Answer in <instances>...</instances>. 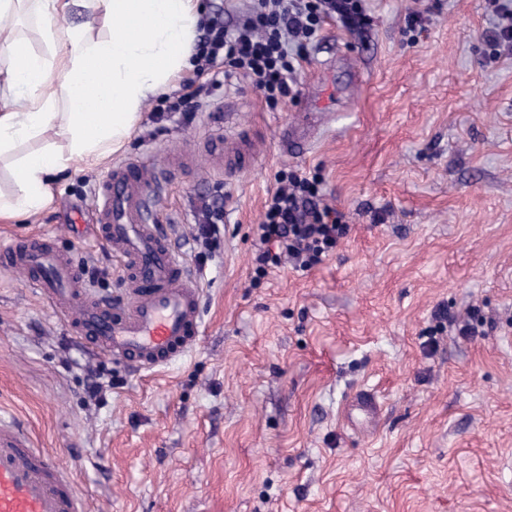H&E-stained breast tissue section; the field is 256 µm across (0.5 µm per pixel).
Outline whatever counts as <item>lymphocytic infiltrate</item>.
I'll use <instances>...</instances> for the list:
<instances>
[{
  "instance_id": "obj_1",
  "label": "lymphocytic infiltrate",
  "mask_w": 512,
  "mask_h": 512,
  "mask_svg": "<svg viewBox=\"0 0 512 512\" xmlns=\"http://www.w3.org/2000/svg\"><path fill=\"white\" fill-rule=\"evenodd\" d=\"M349 28L364 19L363 0H257L236 28L205 24L192 60L196 75L223 70L225 78L256 82L267 104L297 95L296 74L326 18ZM255 228L254 274L288 267L307 271L322 262L349 231L347 216L329 204L318 174L279 172Z\"/></svg>"
}]
</instances>
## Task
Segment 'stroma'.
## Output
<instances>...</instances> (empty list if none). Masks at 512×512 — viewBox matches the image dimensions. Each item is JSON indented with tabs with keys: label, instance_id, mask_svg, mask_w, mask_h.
Instances as JSON below:
<instances>
[{
	"label": "stroma",
	"instance_id": "35a3bbf8",
	"mask_svg": "<svg viewBox=\"0 0 512 512\" xmlns=\"http://www.w3.org/2000/svg\"><path fill=\"white\" fill-rule=\"evenodd\" d=\"M512 0H364L367 22L327 20L297 74L299 95L268 106L248 79L202 96L194 119H153L120 160L170 173L159 218L196 274L203 332L149 374L87 356L63 315L0 272V414L72 478L86 512H512V52L493 45ZM332 121L304 152L283 129L303 100ZM246 134L255 165L213 166ZM111 162L81 167L30 219L0 221V247L44 235L100 271L117 259L94 238V189ZM320 171L348 216L335 251L307 272L253 284V229L276 174ZM224 209L211 253L198 209ZM487 320L483 336L439 330V309ZM107 383L85 388L90 369ZM375 395V426L343 410Z\"/></svg>",
	"mask_w": 512,
	"mask_h": 512
}]
</instances>
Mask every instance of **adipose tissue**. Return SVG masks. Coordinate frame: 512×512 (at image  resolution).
Masks as SVG:
<instances>
[{"instance_id":"adipose-tissue-1","label":"adipose tissue","mask_w":512,"mask_h":512,"mask_svg":"<svg viewBox=\"0 0 512 512\" xmlns=\"http://www.w3.org/2000/svg\"><path fill=\"white\" fill-rule=\"evenodd\" d=\"M91 3L106 31L66 25L71 7ZM33 7L43 43L0 37V157L16 156L14 190L0 218H29L53 199L56 175L96 166L126 145L141 106L189 68L197 0H0V16Z\"/></svg>"}]
</instances>
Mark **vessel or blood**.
<instances>
[{"label": "vessel or blood", "mask_w": 512, "mask_h": 512, "mask_svg": "<svg viewBox=\"0 0 512 512\" xmlns=\"http://www.w3.org/2000/svg\"><path fill=\"white\" fill-rule=\"evenodd\" d=\"M315 113L285 131L289 145L308 143ZM165 171L144 162L113 166L95 198L99 236L118 258L123 295L106 304L80 269L48 239L19 238L0 248V270L24 274L67 316L76 340L93 355L136 369L166 365L194 348L201 333L200 290L156 222ZM0 512H84L73 482L33 448L24 427L0 419Z\"/></svg>", "instance_id": "b4317fda"}]
</instances>
